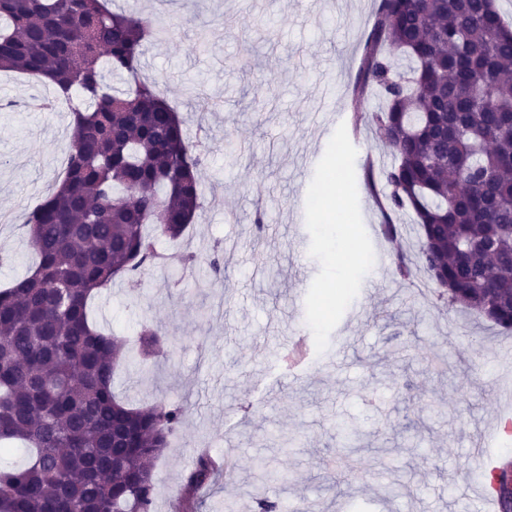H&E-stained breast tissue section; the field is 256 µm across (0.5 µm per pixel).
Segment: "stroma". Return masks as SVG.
Here are the masks:
<instances>
[{"mask_svg":"<svg viewBox=\"0 0 512 512\" xmlns=\"http://www.w3.org/2000/svg\"><path fill=\"white\" fill-rule=\"evenodd\" d=\"M377 3L112 0L163 27L141 73L204 150L189 236L161 240L166 261L140 293L111 287L95 307L104 331L132 338L147 322L168 338L149 374L120 367L114 383L137 405L187 409L153 473L158 512H173L205 451L235 467L196 491L198 512L247 501L262 456L279 474L268 496L310 512H480L471 450L512 396V332L448 310L424 271L394 273L398 253L416 254L417 226L407 213L401 242L382 235L362 165L391 160L371 121L381 101L351 106ZM53 94L0 72V286L35 262L20 224L66 165L71 115L39 108ZM339 149L352 218L335 234L308 200ZM345 427L357 448L339 444Z\"/></svg>","mask_w":512,"mask_h":512,"instance_id":"obj_1","label":"stroma"}]
</instances>
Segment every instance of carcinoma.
Wrapping results in <instances>:
<instances>
[{
	"instance_id": "cac0c4a2",
	"label": "carcinoma",
	"mask_w": 512,
	"mask_h": 512,
	"mask_svg": "<svg viewBox=\"0 0 512 512\" xmlns=\"http://www.w3.org/2000/svg\"><path fill=\"white\" fill-rule=\"evenodd\" d=\"M149 20L108 0H0V71L77 92L66 174L25 218L35 268L0 290V512H153V471L185 407H133L112 390L122 363L150 364L162 337L105 334L88 302L119 278L135 288L203 208L202 157L176 109L140 75ZM124 79L115 90L106 75ZM374 93L392 161L383 234L410 212L419 256L448 305L512 330V28L494 0H379L353 95ZM215 464L197 458L179 512ZM257 491L224 512H280Z\"/></svg>"
}]
</instances>
